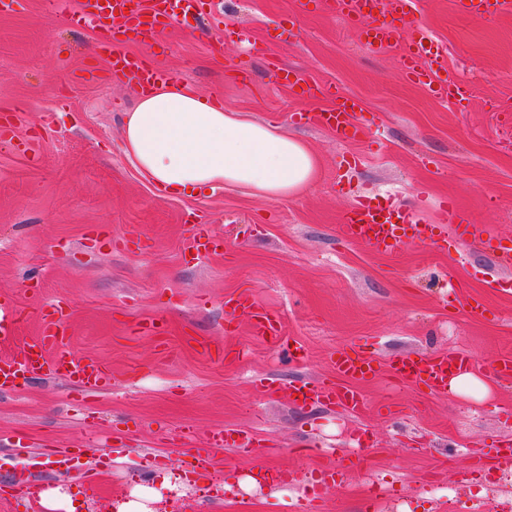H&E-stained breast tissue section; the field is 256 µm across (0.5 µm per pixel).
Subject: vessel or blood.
<instances>
[{"label": "vessel or blood", "instance_id": "obj_1", "mask_svg": "<svg viewBox=\"0 0 512 512\" xmlns=\"http://www.w3.org/2000/svg\"><path fill=\"white\" fill-rule=\"evenodd\" d=\"M213 0H94L91 8L71 13L67 22L79 25L94 20L98 29L97 44L112 50L113 73L128 75L140 86H148L172 79L173 73L143 56H127L112 49V28L119 25L138 35L159 37L168 28L182 24L187 17L200 16L212 10ZM336 11L349 22L362 28L368 45L382 50L398 45L402 56L404 75L423 85L433 96L454 106H461L472 91L463 80L452 81L443 56L435 43L419 28L406 29L405 24L416 10V0H382L380 6L366 8L365 0H335ZM464 10L483 17H494L512 11V0H465ZM363 110L360 99L351 95H337L328 107L300 114L303 124L324 129L338 141L354 139L361 131L359 115ZM448 213L444 224L421 223L413 209L385 205L368 198L358 199L344 212L340 224L345 240L362 243L374 251H389L393 242L404 240L413 246L425 241H436L446 233L464 237L472 242L492 244L494 237L487 225L466 224L455 204L445 202ZM230 315L246 317L258 334L272 343H279L282 334L277 314L259 306L249 293L229 296L225 302ZM20 320L12 298H0V341L16 335ZM68 328L63 319L44 322L39 336L7 357L0 358V389L15 388L18 377L63 376L79 383L82 392L94 393L105 389L112 380L108 368L95 360L75 358L67 347ZM335 381H315L295 386L294 403L323 402L359 414L365 401L355 387L356 382L375 376L374 360L337 350L332 357ZM474 359L463 352L406 356L390 364L392 375L402 382L425 386L431 394L447 397L448 380L458 372L472 367ZM185 446L196 464L212 467L218 454L230 448L260 458L269 454L270 444L253 433L232 429L210 432L204 443H197L193 434H186Z\"/></svg>", "mask_w": 512, "mask_h": 512}]
</instances>
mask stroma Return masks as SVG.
I'll list each match as a JSON object with an SVG mask.
<instances>
[{
  "label": "stroma",
  "instance_id": "obj_1",
  "mask_svg": "<svg viewBox=\"0 0 512 512\" xmlns=\"http://www.w3.org/2000/svg\"><path fill=\"white\" fill-rule=\"evenodd\" d=\"M461 2L418 0L409 25L472 85L463 108L403 77L398 50L373 52L327 0H221L154 41L113 37L224 108L303 138L320 178L282 200L245 189L160 195L123 152L138 90L111 73L92 24L68 26L46 0H15L0 14V113L14 118L12 143H0V294L22 312L0 356L61 310L73 354L112 370L111 386L89 395L43 378L0 393V512H45L38 493L51 487L85 501V512L125 501L148 512H512V470L472 476L466 462L468 449L512 439V382L488 378L481 399L439 398L397 384L388 369L402 356L464 351L480 373L512 356V288H489L500 274L493 251L450 238L381 254L338 230L359 196L416 207L425 224L446 223L441 204L451 200L512 244V13L472 19ZM279 67L359 97L369 135L343 143L299 123L326 101L293 93ZM188 213L223 239L222 253L192 254ZM130 231L140 243L126 248ZM451 279L487 313L443 303ZM246 289L280 315L282 340L302 344L303 361L227 314L225 296ZM147 318L167 323L163 340L136 333ZM204 340L250 358L208 356ZM341 348L379 365L360 384L365 411L290 403L287 387L332 378ZM224 427L256 432L273 453L226 450L215 468L193 470L184 432L202 440ZM58 448L75 449L74 462L58 464ZM325 448L340 459L365 450L374 470L318 484ZM90 461L100 473L92 490L81 474ZM285 466L288 483L254 480ZM160 470L191 481L161 484Z\"/></svg>",
  "mask_w": 512,
  "mask_h": 512
}]
</instances>
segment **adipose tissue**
I'll return each instance as SVG.
<instances>
[{
    "label": "adipose tissue",
    "instance_id": "adipose-tissue-1",
    "mask_svg": "<svg viewBox=\"0 0 512 512\" xmlns=\"http://www.w3.org/2000/svg\"><path fill=\"white\" fill-rule=\"evenodd\" d=\"M123 151L172 198L245 187L256 196H300L319 177L316 154L271 123L225 110L178 84L141 93L124 125Z\"/></svg>",
    "mask_w": 512,
    "mask_h": 512
}]
</instances>
